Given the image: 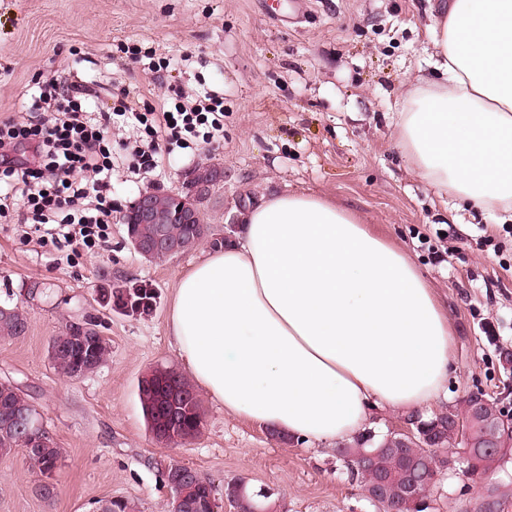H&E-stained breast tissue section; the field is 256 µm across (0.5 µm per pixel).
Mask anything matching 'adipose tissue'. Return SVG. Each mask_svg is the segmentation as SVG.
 <instances>
[{
	"mask_svg": "<svg viewBox=\"0 0 512 512\" xmlns=\"http://www.w3.org/2000/svg\"><path fill=\"white\" fill-rule=\"evenodd\" d=\"M433 75L412 87L397 142L441 193L512 213V0H438ZM241 240L179 280L170 335L226 413L305 441H347L372 409L440 395L448 315L414 261L350 210L264 195Z\"/></svg>",
	"mask_w": 512,
	"mask_h": 512,
	"instance_id": "ef3b65f1",
	"label": "adipose tissue"
}]
</instances>
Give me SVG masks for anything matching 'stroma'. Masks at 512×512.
Listing matches in <instances>:
<instances>
[{
    "instance_id": "obj_1",
    "label": "stroma",
    "mask_w": 512,
    "mask_h": 512,
    "mask_svg": "<svg viewBox=\"0 0 512 512\" xmlns=\"http://www.w3.org/2000/svg\"><path fill=\"white\" fill-rule=\"evenodd\" d=\"M433 0H0V120L24 111L39 82L57 71L89 85L83 103L106 112L131 92L155 106L173 92L224 95V143L174 150L161 176L131 174L135 161L112 133V224L100 249L78 256L23 240L0 223V303L21 305L29 330L0 339V378L31 395L63 451L56 493L34 492L23 452L0 459V512H92L113 498L134 512H169L161 466L175 459L210 481L216 495L241 478L274 489L279 512H374L330 442H283L225 413L200 393L202 430L179 446L158 443L138 396L156 368L186 372L169 334L177 281L211 248L149 261L128 243L123 213L146 189H174L185 171L217 165L224 182L202 210L216 233L238 222V207L264 194L306 191L354 210L415 261L448 313L451 365L430 416L475 392L512 387V234L498 212L459 205L410 171L398 145L406 92L429 76ZM169 59L153 73L122 53L127 44ZM45 293L25 301L21 286ZM152 288L140 314L102 305L110 285ZM100 318L109 345L93 372L58 373L51 344L67 321ZM429 512H512V447L493 471L472 476L449 465L431 488Z\"/></svg>"
}]
</instances>
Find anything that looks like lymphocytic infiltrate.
Instances as JSON below:
<instances>
[{
	"label": "lymphocytic infiltrate",
	"instance_id": "lymphocytic-infiltrate-1",
	"mask_svg": "<svg viewBox=\"0 0 512 512\" xmlns=\"http://www.w3.org/2000/svg\"><path fill=\"white\" fill-rule=\"evenodd\" d=\"M91 90L54 76L32 105L37 119L0 121V219L22 212L17 230L24 239L56 249L91 251L109 238L112 222V143L103 124L83 111ZM112 113L135 129L137 170L160 174L172 148L193 153L224 138V99L176 96L173 105L140 110L127 100Z\"/></svg>",
	"mask_w": 512,
	"mask_h": 512
}]
</instances>
